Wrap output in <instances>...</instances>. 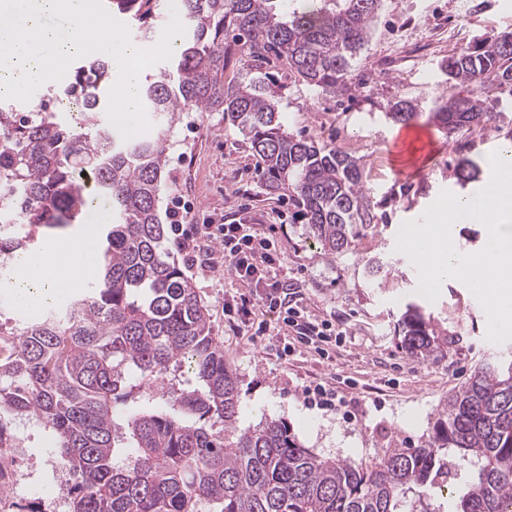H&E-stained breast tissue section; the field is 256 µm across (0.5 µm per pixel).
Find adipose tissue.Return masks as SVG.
Returning <instances> with one entry per match:
<instances>
[{"label": "adipose tissue", "instance_id": "adipose-tissue-1", "mask_svg": "<svg viewBox=\"0 0 512 512\" xmlns=\"http://www.w3.org/2000/svg\"><path fill=\"white\" fill-rule=\"evenodd\" d=\"M93 235L94 229L89 226L57 240V248L69 246L81 248L83 257L77 265L57 264L54 250L32 259L23 260L20 264L22 286L18 290L19 297H28L30 292L35 291L48 301L54 297L60 287L78 284L93 267Z\"/></svg>", "mask_w": 512, "mask_h": 512}]
</instances>
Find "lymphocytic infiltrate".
Returning <instances> with one entry per match:
<instances>
[{
  "label": "lymphocytic infiltrate",
  "mask_w": 512,
  "mask_h": 512,
  "mask_svg": "<svg viewBox=\"0 0 512 512\" xmlns=\"http://www.w3.org/2000/svg\"><path fill=\"white\" fill-rule=\"evenodd\" d=\"M179 248L197 258L202 272L218 269L228 263L232 275L247 286L237 305V327H251L253 311L265 307L277 313L283 324L297 328L299 341L321 346L336 333L332 323L303 316L301 310L288 306L283 297L280 263L273 243L248 224H198L193 232L173 225Z\"/></svg>",
  "instance_id": "1"
}]
</instances>
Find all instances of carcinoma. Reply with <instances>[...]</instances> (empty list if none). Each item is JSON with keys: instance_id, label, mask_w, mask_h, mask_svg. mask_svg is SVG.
I'll return each instance as SVG.
<instances>
[{"instance_id": "carcinoma-1", "label": "carcinoma", "mask_w": 512, "mask_h": 512, "mask_svg": "<svg viewBox=\"0 0 512 512\" xmlns=\"http://www.w3.org/2000/svg\"><path fill=\"white\" fill-rule=\"evenodd\" d=\"M109 7L147 38L164 0ZM382 8L383 0H182L185 34L160 76L141 83L140 102L171 119L188 108L224 113L247 137L266 188L295 202L297 221L326 254L341 255L376 223L364 166L333 143L295 138L278 101L284 78L344 91ZM229 30L248 74L226 76ZM272 62L280 69L267 78ZM441 69L470 87L434 100L432 119L453 140L494 119L481 94L512 95V31L475 40ZM111 83L106 60L78 65L67 92L88 102L80 125L38 111L18 133L0 130V187L17 189L0 194V250L28 253L46 229L74 224L97 201L112 213L82 285L36 320L0 322V469L24 455L14 420L28 415L65 467V512H512V359L475 367L420 445H391L368 462L323 459L282 419L237 426V373L160 217L164 140L125 141L98 122ZM387 116L409 124L418 112L401 99ZM87 169L92 195L80 180ZM481 172L463 157L454 176L464 188ZM401 324L411 354L450 343L416 308Z\"/></svg>"}]
</instances>
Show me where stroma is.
Wrapping results in <instances>:
<instances>
[{
	"mask_svg": "<svg viewBox=\"0 0 512 512\" xmlns=\"http://www.w3.org/2000/svg\"><path fill=\"white\" fill-rule=\"evenodd\" d=\"M445 23L456 47H464L474 38L512 30V0H385L342 95L287 82L279 107L290 133L348 147L368 166L375 157L383 159L379 174L366 178L378 204L377 222L344 256L324 254L295 222L288 197L269 193L247 141L223 113L183 112L171 128L163 223L254 225L273 241L298 308L342 331L325 354L302 344L287 354L290 329L263 312L264 334L241 337L231 314L245 286L226 268L198 278L189 256L174 250L208 309L225 362L239 376L240 428L281 417L320 457L368 461L389 444H416L449 391L480 361L512 351V341H487L485 312L468 288L446 282L439 298L429 301L417 291L415 267L395 249L403 222L421 218L441 191L459 192L457 158L484 161L512 142L507 95L494 103L495 122L458 142H449L430 121L435 97L449 90L440 69L446 51L420 52L402 75L379 66L401 41H424ZM400 99L412 101L419 112L407 126L387 117ZM375 257L384 269L371 279L365 268ZM410 305L420 307L435 334L453 337V344L427 358L402 349L398 322ZM316 383L335 389L343 405L322 410L305 404L304 387Z\"/></svg>",
	"mask_w": 512,
	"mask_h": 512,
	"instance_id": "stroma-1",
	"label": "stroma"
}]
</instances>
